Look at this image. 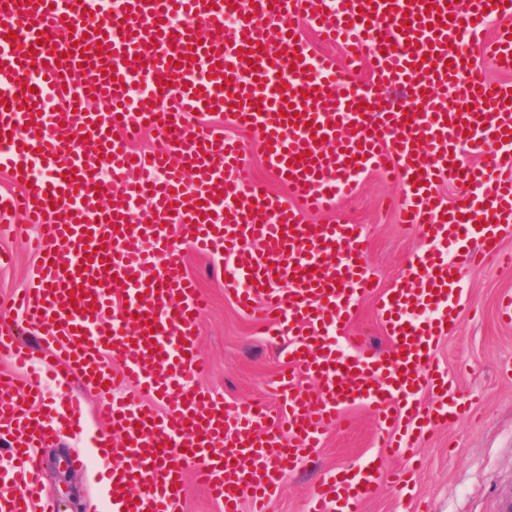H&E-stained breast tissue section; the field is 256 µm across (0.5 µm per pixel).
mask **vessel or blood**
<instances>
[{"label": "vessel or blood", "mask_w": 512, "mask_h": 512, "mask_svg": "<svg viewBox=\"0 0 512 512\" xmlns=\"http://www.w3.org/2000/svg\"><path fill=\"white\" fill-rule=\"evenodd\" d=\"M231 11L239 21L228 30ZM494 18V39L482 41ZM75 24L82 39L67 34ZM307 27L345 46L348 64L316 53ZM478 57L512 72V0H0V168L24 184L20 198L0 195V222L21 206L40 256L16 305L48 350L46 375L107 395L101 413L119 436L104 449L113 512H183L190 469L223 512L245 500L268 512L351 407L405 459L468 413L436 353L457 325L463 266H512L501 247L512 233V85L476 73ZM136 79L152 95L127 98ZM205 112L255 132L287 195L242 175L237 140L187 124ZM147 126L165 140L143 154L128 140ZM465 149L489 164L460 165ZM371 170L398 185L401 220L423 243L381 294L362 225L304 221ZM445 180L466 187L458 203L440 195ZM189 247L225 257V294L271 323L293 371L277 383L285 423L265 404L235 409L193 385L205 362ZM372 296L383 350L348 333ZM0 356L30 361L1 325ZM40 398L30 383L0 385V429L19 435L0 512H37L38 453L59 416L34 414ZM383 479L373 459L326 472L308 512H362Z\"/></svg>", "instance_id": "obj_1"}]
</instances>
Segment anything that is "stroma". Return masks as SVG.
<instances>
[{
  "label": "stroma",
  "mask_w": 512,
  "mask_h": 512,
  "mask_svg": "<svg viewBox=\"0 0 512 512\" xmlns=\"http://www.w3.org/2000/svg\"><path fill=\"white\" fill-rule=\"evenodd\" d=\"M196 122L239 139L246 147L245 174L274 194H287V187L252 149L251 131L225 127L218 112L198 116ZM398 194L391 180L372 172L335 213L306 217L310 224H329L335 217L348 216L364 225L368 267L383 291L400 280L421 245L390 207ZM32 233L31 226L20 222L0 236V250L13 256L11 265L0 267V322L17 328L38 357L42 348L37 331L24 325L19 311L11 307L13 294L24 288L27 271L38 260L27 246ZM186 272L209 299L198 327V349L207 362L198 385L235 404L261 402L277 409L272 382L288 368L253 319L225 296L223 258L189 254ZM465 280L467 300L457 327L441 342L437 358L440 366L455 373L457 392L471 400V410L465 418L432 430L418 444V469L408 496L381 483L363 512H415L421 503L430 512H505L506 505L512 504V374L506 371L512 365V324L501 322L497 313L500 299L512 294V269L490 264L466 270ZM40 389L43 407L66 405L73 399L79 402L67 423L59 425L58 440L41 450L47 481L40 494L53 497L58 512H109L110 492L105 485L109 471L99 451V440L108 431L97 414L102 394L76 377L64 385L44 381ZM378 443V425L365 410L352 409L348 423L329 432L322 448L287 478L270 512H305L311 483L323 470L348 468L373 456L384 472L396 469L398 460ZM78 454L87 460L85 469L71 465Z\"/></svg>",
  "instance_id": "1"
}]
</instances>
